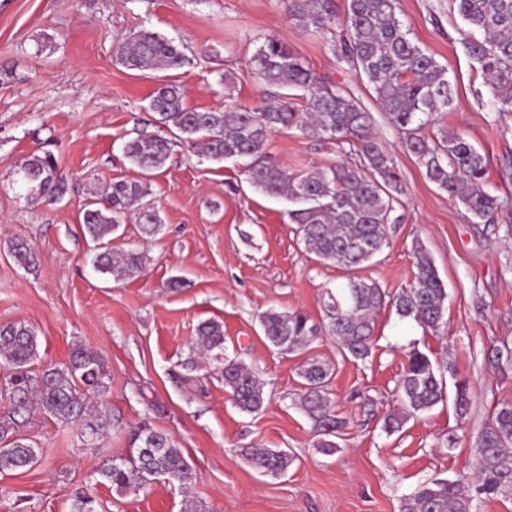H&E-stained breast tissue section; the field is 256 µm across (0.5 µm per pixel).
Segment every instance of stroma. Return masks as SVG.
<instances>
[{
  "label": "stroma",
  "instance_id": "obj_1",
  "mask_svg": "<svg viewBox=\"0 0 512 512\" xmlns=\"http://www.w3.org/2000/svg\"><path fill=\"white\" fill-rule=\"evenodd\" d=\"M399 7L455 86L452 106L427 132L464 134L486 155V189L503 204L495 223H474L427 179L366 79L337 60L329 40L290 21L280 0H0V325L32 326L43 365L66 364L77 347L98 355L112 414L107 437L83 450L77 425L35 414L28 433L39 461L0 473V512H71L82 488L103 512H399L420 483L470 471L483 429L512 405V361L490 364L494 350H512V112L486 108L490 89L460 42L463 22L448 0H400ZM141 28L183 45L189 64H115L117 41ZM268 36L371 113L401 177L403 221L390 225L388 247L361 274L392 293L409 287L413 247L422 244L448 292L445 334L429 335L387 307L366 361L343 357L329 336L302 353H280L265 339L260 314L301 310L322 322L327 294L346 282V271L305 252L287 203L255 190L242 162L217 164L181 143L145 179L124 158L122 145L150 119L149 96L161 81L178 83L187 106L202 111L222 110L229 97L262 105L273 89L247 60ZM267 150L291 172L358 160L296 130L270 133ZM43 151L56 157L68 191L35 204L17 166ZM140 179L163 227L152 236L135 220L124 224L112 246L140 253L143 269L116 281L93 269L96 245L83 210L113 182ZM16 239L34 248L35 267L14 260ZM173 279L183 287L170 289ZM207 319L223 323L225 355L259 380V413L235 408L213 366L193 353L196 327ZM414 349L437 363L446 387L469 383L470 408L458 418L448 399L389 434L384 419L401 409L398 383ZM309 357L332 367L330 397L344 426L331 453L318 448L299 407L297 369ZM141 425L181 448L197 474L189 494L164 481L137 494L97 483L98 470L127 453L128 428ZM254 445L293 454L287 474L260 473L245 454Z\"/></svg>",
  "mask_w": 512,
  "mask_h": 512
}]
</instances>
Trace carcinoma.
<instances>
[{
    "label": "carcinoma",
    "instance_id": "cac0c4a2",
    "mask_svg": "<svg viewBox=\"0 0 512 512\" xmlns=\"http://www.w3.org/2000/svg\"><path fill=\"white\" fill-rule=\"evenodd\" d=\"M467 30L462 45L479 65L492 90L488 108L512 112V0H451ZM295 25L330 41L338 61L366 78L375 101L389 115L405 149L425 169L426 177L463 206L478 223L490 224L500 210L498 198L484 190L488 159L464 136L447 134L432 140L425 128L453 102V84L447 68L423 49L399 18L398 0H349L339 19L335 0H284ZM115 62L129 69H180L190 62L173 41L146 29L116 47ZM252 73L279 89L260 106L247 107L233 100L222 111H200L185 105L180 87L160 84L150 96L148 109L155 121L176 130L178 139L145 131L124 143L125 158L144 176L165 166L181 139L214 161L242 160L250 183L266 195L287 201L291 223L305 249L320 262H333L351 275L341 291L327 293V322L317 325L302 311L269 309L260 316L267 341L286 353L298 351L318 336H334L345 356L368 358L373 349L375 315L384 305L413 319L425 332L438 335L445 320L448 292L423 248L416 247V272L408 288L395 293L357 275L389 244V225L400 221L401 179L395 163L372 133L371 113L339 88L316 80L288 45L268 36L249 59ZM296 129L303 134L336 142L359 157V163L337 161L304 172L284 170L266 151L268 133ZM18 175L33 200L60 199L66 191L55 156L32 153L18 165ZM143 181H116L111 192L84 207L83 224L102 248L93 268L117 280L138 275L142 258L135 252L116 255L109 243L122 224L133 217L149 235L161 230L162 218ZM11 251L23 268L33 264L34 251L14 241ZM196 345L221 364L224 389L243 412L255 413L264 403L255 375L224 357V326L214 320L200 323ZM38 357L35 331L21 323L0 325V367L6 370L0 396V473L25 469L38 460L30 436L24 434L30 418L40 412L63 426H80L79 438H105L112 426L110 410L89 402L106 392L107 375L97 356L83 348L72 352L61 367L33 370ZM329 363L312 359L299 370L301 405L319 436L320 447H336L330 437L342 427L333 414L328 387ZM402 410L385 420L394 432L404 418L427 411L444 400L443 382L431 358L412 350L399 386ZM469 387L456 385L454 407L466 414ZM132 454L114 457L98 470L100 477L119 491L137 493L163 479L180 489L190 488L196 474L180 448L165 433L137 426L129 431ZM247 456L262 473L280 476L292 457L284 450L247 449ZM475 490L487 498L512 496V406H503L479 439L473 463ZM86 492L75 496L72 512H100ZM400 512H471V497L462 480H433L420 484L401 501Z\"/></svg>",
    "mask_w": 512,
    "mask_h": 512
}]
</instances>
